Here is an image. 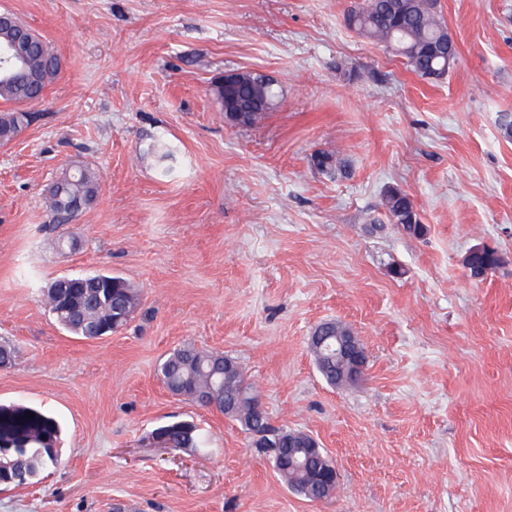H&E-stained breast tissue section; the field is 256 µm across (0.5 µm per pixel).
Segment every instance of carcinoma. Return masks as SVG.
<instances>
[{"mask_svg":"<svg viewBox=\"0 0 512 512\" xmlns=\"http://www.w3.org/2000/svg\"><path fill=\"white\" fill-rule=\"evenodd\" d=\"M347 22L359 35L394 49L421 77L441 80L455 62L456 43L448 39V27L439 18L436 0H352ZM19 32L24 33L28 41V62L12 67L0 57V99L16 105L0 113V144L10 142L28 128L31 114L21 106L41 99L60 70V60L50 45L15 15L4 14V20H0V45H9ZM213 92L219 101L227 95L252 105L251 112L226 115L229 123L237 126H254L261 122L275 99L272 82L250 71L240 74L239 82L228 89L214 83ZM99 190L98 177L86 164L80 162L63 173L49 189L52 223L71 222L98 197ZM382 205L403 231L414 236L424 234L425 228L407 193L393 188L385 194ZM464 264L469 275L480 279L487 270L499 267L501 258L497 252L485 248L468 254ZM83 294L96 301L93 318L110 321L119 329L130 321L138 304V291L124 278L115 288L88 283ZM339 331L341 328L336 323L320 325L314 335L325 336L327 340L312 348L318 372L334 387L353 381L346 366L336 357V333ZM157 373L171 393L191 401L209 397L214 401L213 408L234 417L252 435L258 452L274 464L288 459V443L294 444L303 437L301 432L272 426L267 415L255 411L256 395L251 384L244 372L236 368L224 371L222 353L193 346L176 348L159 361ZM28 412L35 413V417H26ZM166 428L169 448H196L201 443L193 425L181 426L174 422ZM60 432L59 422L47 411L23 403L0 404V439L20 433L29 440L27 448L0 460V465L11 475L1 481L0 486H21L29 483L38 472L58 467ZM330 465L329 457L323 454L305 466L281 467L278 474L288 483L290 475L299 473L293 485L312 500L317 489L313 474Z\"/></svg>","mask_w":512,"mask_h":512,"instance_id":"obj_1","label":"carcinoma"}]
</instances>
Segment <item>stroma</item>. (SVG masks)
I'll use <instances>...</instances> for the list:
<instances>
[{"instance_id":"1","label":"stroma","mask_w":512,"mask_h":512,"mask_svg":"<svg viewBox=\"0 0 512 512\" xmlns=\"http://www.w3.org/2000/svg\"><path fill=\"white\" fill-rule=\"evenodd\" d=\"M349 4L0 0L60 59L0 145V342L17 349L0 402L62 427L61 465L0 487V512H512V0H438L458 49L438 81L351 30ZM233 70L274 83L257 125L224 121L212 82ZM73 161L100 197L53 231L48 188ZM392 187L423 236L390 220ZM477 246L502 259L481 280ZM99 272L140 305L88 340L42 291ZM329 320L365 348L355 384L316 369ZM184 345L239 362L271 423L316 439L331 497L290 490L238 422L166 389L156 366ZM176 421L203 447H155Z\"/></svg>"}]
</instances>
